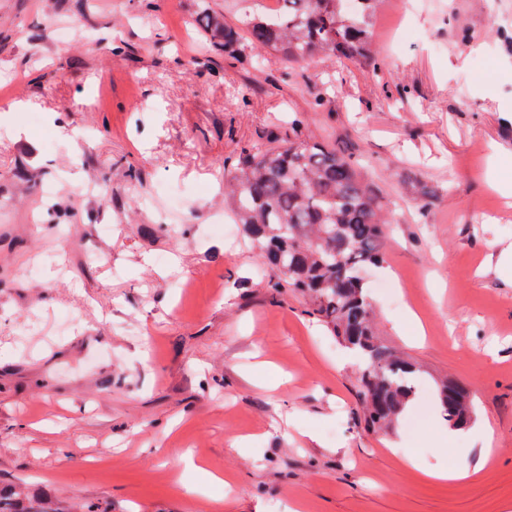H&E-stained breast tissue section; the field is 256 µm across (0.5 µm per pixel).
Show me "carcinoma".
<instances>
[{
	"mask_svg": "<svg viewBox=\"0 0 512 512\" xmlns=\"http://www.w3.org/2000/svg\"><path fill=\"white\" fill-rule=\"evenodd\" d=\"M280 2L277 16H248L238 28L211 15L207 33L224 40V56L255 65L267 51L289 62L373 54L377 0ZM224 190L258 259L277 274L273 287L307 296L311 314L359 353L367 429L392 427L415 397L416 367L380 340L372 321L362 270L383 262L386 224L373 184L326 143L290 138L243 151ZM437 398L445 420L471 421L464 387L443 381Z\"/></svg>",
	"mask_w": 512,
	"mask_h": 512,
	"instance_id": "carcinoma-1",
	"label": "carcinoma"
}]
</instances>
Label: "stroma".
Returning a JSON list of instances; mask_svg holds the SVG:
<instances>
[{"label":"stroma","instance_id":"1","mask_svg":"<svg viewBox=\"0 0 512 512\" xmlns=\"http://www.w3.org/2000/svg\"><path fill=\"white\" fill-rule=\"evenodd\" d=\"M204 7L232 26L269 11L0 0V489L63 512H501L512 0H380L373 59L259 67L225 60ZM297 131L367 174L390 221L366 282L420 391L389 431L365 430L358 362L308 299L211 230L234 221L239 154ZM442 377L487 430L462 450L440 438Z\"/></svg>","mask_w":512,"mask_h":512}]
</instances>
